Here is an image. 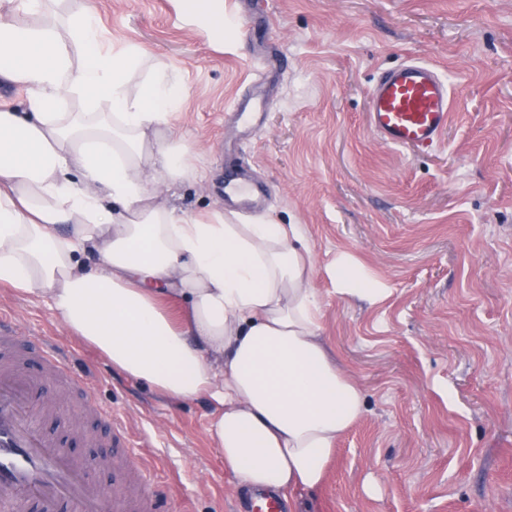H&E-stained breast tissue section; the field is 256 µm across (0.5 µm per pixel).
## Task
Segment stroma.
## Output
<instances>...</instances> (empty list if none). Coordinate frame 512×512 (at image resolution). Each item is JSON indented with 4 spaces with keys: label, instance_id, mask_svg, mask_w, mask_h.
I'll use <instances>...</instances> for the list:
<instances>
[{
    "label": "stroma",
    "instance_id": "1",
    "mask_svg": "<svg viewBox=\"0 0 512 512\" xmlns=\"http://www.w3.org/2000/svg\"><path fill=\"white\" fill-rule=\"evenodd\" d=\"M92 4L108 44L158 56L183 87L174 133L198 175L172 187L176 204L304 227L321 334L367 411L292 512H512V0H224L225 44L185 27L170 0ZM412 57L445 70L456 104L424 153L379 143L368 123L371 85ZM247 102L265 120L245 131L229 116ZM233 163L269 188L266 206L225 198ZM340 251L389 285L386 302L336 297L323 269ZM1 313L73 351L167 498L241 512L207 397L153 393L44 299L0 286Z\"/></svg>",
    "mask_w": 512,
    "mask_h": 512
}]
</instances>
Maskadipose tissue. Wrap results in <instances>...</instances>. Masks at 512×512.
I'll return each mask as SVG.
<instances>
[{
  "label": "adipose tissue",
  "mask_w": 512,
  "mask_h": 512,
  "mask_svg": "<svg viewBox=\"0 0 512 512\" xmlns=\"http://www.w3.org/2000/svg\"><path fill=\"white\" fill-rule=\"evenodd\" d=\"M172 3L223 36L224 0ZM0 84L24 93L0 105V284L46 299L158 395L207 396L236 486L289 500L322 486L366 393L321 338L302 225L164 200L194 172L171 133L180 86L162 60L108 45L89 0H0ZM326 274L345 300L390 293L348 252Z\"/></svg>",
  "instance_id": "adipose-tissue-1"
}]
</instances>
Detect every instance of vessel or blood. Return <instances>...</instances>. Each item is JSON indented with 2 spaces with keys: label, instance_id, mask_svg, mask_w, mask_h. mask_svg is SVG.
<instances>
[{
  "label": "vessel or blood",
  "instance_id": "b4317fda",
  "mask_svg": "<svg viewBox=\"0 0 512 512\" xmlns=\"http://www.w3.org/2000/svg\"><path fill=\"white\" fill-rule=\"evenodd\" d=\"M370 126L384 144L427 151L445 137L452 112L447 78L434 65L411 61L383 73L368 93ZM25 346L41 363L33 375L0 362V512H28L30 502L66 504L69 512H159V483L121 423L118 411L91 403L89 388L78 375L70 380L81 402L70 421L96 418L107 429L105 453L76 458L56 435L38 425L33 400L37 390L68 372L59 346L38 336L20 335L14 321L0 316V347ZM110 471L111 485L97 482Z\"/></svg>",
  "mask_w": 512,
  "mask_h": 512
}]
</instances>
